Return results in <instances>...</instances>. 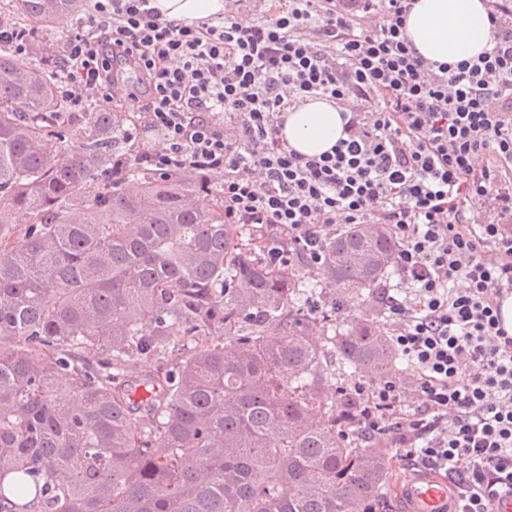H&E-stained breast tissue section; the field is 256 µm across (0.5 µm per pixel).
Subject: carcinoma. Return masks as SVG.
Instances as JSON below:
<instances>
[{
    "instance_id": "1",
    "label": "carcinoma",
    "mask_w": 512,
    "mask_h": 512,
    "mask_svg": "<svg viewBox=\"0 0 512 512\" xmlns=\"http://www.w3.org/2000/svg\"><path fill=\"white\" fill-rule=\"evenodd\" d=\"M80 2L3 0L0 15L49 23ZM128 149L113 113L65 111L56 81L0 42V512H364L384 500L389 448L340 429L364 369L395 372L369 305L398 250L390 228L342 225L306 284L247 246V226L224 223L214 178L118 174ZM312 287L351 291L353 313L304 311ZM177 336L195 345L175 368L128 372Z\"/></svg>"
}]
</instances>
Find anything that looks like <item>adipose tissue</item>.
I'll return each mask as SVG.
<instances>
[{
  "label": "adipose tissue",
  "instance_id": "adipose-tissue-1",
  "mask_svg": "<svg viewBox=\"0 0 512 512\" xmlns=\"http://www.w3.org/2000/svg\"><path fill=\"white\" fill-rule=\"evenodd\" d=\"M163 18L192 23L224 11V0H154ZM405 34L418 55L457 64L489 51L491 25L484 0H415ZM344 121L336 104L324 99L289 108L282 136L298 153L322 154L343 136Z\"/></svg>",
  "mask_w": 512,
  "mask_h": 512
}]
</instances>
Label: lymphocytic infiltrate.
Masks as SVG:
<instances>
[{"label":"lymphocytic infiltrate","mask_w":512,"mask_h":512,"mask_svg":"<svg viewBox=\"0 0 512 512\" xmlns=\"http://www.w3.org/2000/svg\"><path fill=\"white\" fill-rule=\"evenodd\" d=\"M486 2L494 46L453 68L407 39L414 0H227L191 25L150 0H93L41 57L68 111L122 113L132 151L116 167L216 177L225 223L250 226L273 264L316 270L338 226H391L398 283L381 302L417 375L407 392L355 382L343 435L446 476L453 512H495L512 495V232L472 221L493 187L512 215V0ZM118 59L138 73L120 97ZM286 86L337 105L345 136L331 151L281 139ZM148 131L160 147L141 149Z\"/></svg>","instance_id":"f902f5d3"}]
</instances>
